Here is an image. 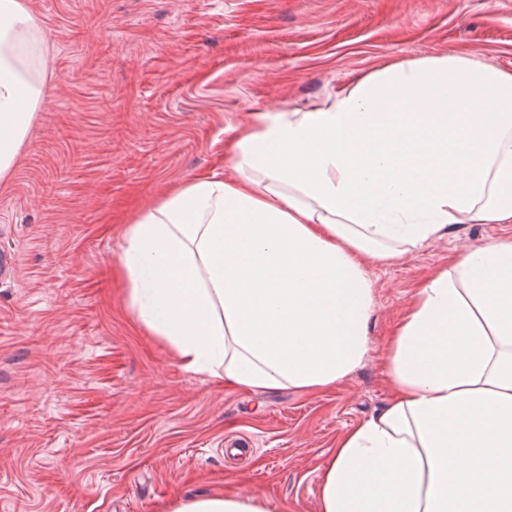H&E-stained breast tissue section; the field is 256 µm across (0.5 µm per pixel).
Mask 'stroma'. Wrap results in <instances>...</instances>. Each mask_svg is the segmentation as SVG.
Wrapping results in <instances>:
<instances>
[{"label":"stroma","instance_id":"obj_1","mask_svg":"<svg viewBox=\"0 0 512 512\" xmlns=\"http://www.w3.org/2000/svg\"><path fill=\"white\" fill-rule=\"evenodd\" d=\"M46 95L7 183L0 250V512H155L216 491L319 512L339 436L385 404L381 360L415 288L502 224H462L374 285L369 352L336 391L244 392L138 330L117 227L224 174L259 112L306 110L379 67L466 53L512 71V0H26Z\"/></svg>","mask_w":512,"mask_h":512}]
</instances>
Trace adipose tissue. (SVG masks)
<instances>
[{
  "instance_id": "ef3b65f1",
  "label": "adipose tissue",
  "mask_w": 512,
  "mask_h": 512,
  "mask_svg": "<svg viewBox=\"0 0 512 512\" xmlns=\"http://www.w3.org/2000/svg\"><path fill=\"white\" fill-rule=\"evenodd\" d=\"M45 40L0 0V182L29 136ZM233 174L195 176L122 230L124 301L184 368L251 391L336 390L364 362L373 283L457 224H512V71L455 53L386 65L307 111L246 124ZM386 403L342 434L320 512H512V235L416 289ZM158 512H277L177 497Z\"/></svg>"
}]
</instances>
